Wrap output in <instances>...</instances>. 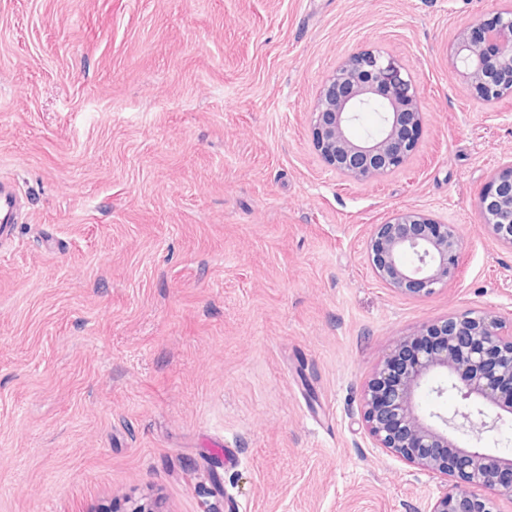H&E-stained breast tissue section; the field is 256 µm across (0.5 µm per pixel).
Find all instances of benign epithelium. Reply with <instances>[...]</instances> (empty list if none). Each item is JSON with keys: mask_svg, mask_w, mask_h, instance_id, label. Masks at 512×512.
Listing matches in <instances>:
<instances>
[{"mask_svg": "<svg viewBox=\"0 0 512 512\" xmlns=\"http://www.w3.org/2000/svg\"><path fill=\"white\" fill-rule=\"evenodd\" d=\"M451 61L470 95L495 104L512 95V7L487 24L461 28ZM395 60L374 50L344 59L324 79L309 116L313 147L329 169L370 183L399 169L416 150L420 99ZM379 112L375 130L351 135L360 114ZM482 228L512 249V162L478 195ZM463 242L454 224L415 210L374 225L367 256L374 274L394 291L428 297L455 281ZM414 261H406L407 256ZM423 390L463 401L448 416L421 409ZM363 420L374 447L444 483L425 512H501L512 502V459L484 448H463L452 433L476 442L512 416V319L492 309L467 310L397 336L366 382Z\"/></svg>", "mask_w": 512, "mask_h": 512, "instance_id": "1", "label": "benign epithelium"}]
</instances>
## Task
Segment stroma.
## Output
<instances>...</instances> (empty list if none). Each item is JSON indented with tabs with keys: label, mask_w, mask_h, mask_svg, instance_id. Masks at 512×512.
Masks as SVG:
<instances>
[{
	"label": "stroma",
	"mask_w": 512,
	"mask_h": 512,
	"mask_svg": "<svg viewBox=\"0 0 512 512\" xmlns=\"http://www.w3.org/2000/svg\"><path fill=\"white\" fill-rule=\"evenodd\" d=\"M494 0H0V512H423L438 479L373 447L365 380L392 339L512 317V250L478 194L512 162V96L450 60ZM373 48L421 96L415 152L360 183L307 128ZM456 225V282L372 272L373 225ZM231 449L224 461L214 447ZM24 213L23 198L11 181L0 180V241L8 240Z\"/></svg>",
	"instance_id": "stroma-1"
}]
</instances>
